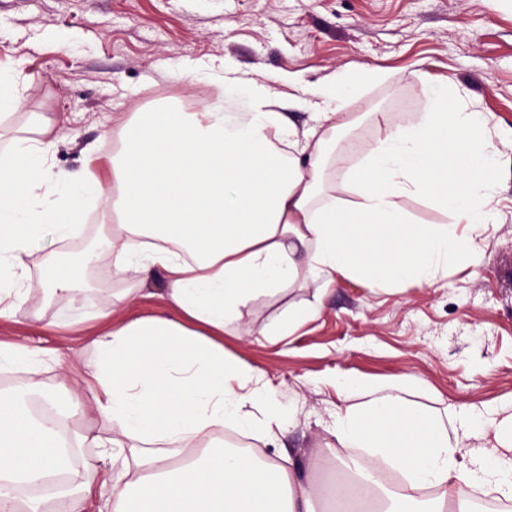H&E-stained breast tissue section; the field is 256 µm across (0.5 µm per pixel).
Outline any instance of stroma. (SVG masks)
Here are the masks:
<instances>
[{
  "label": "stroma",
  "mask_w": 512,
  "mask_h": 512,
  "mask_svg": "<svg viewBox=\"0 0 512 512\" xmlns=\"http://www.w3.org/2000/svg\"><path fill=\"white\" fill-rule=\"evenodd\" d=\"M1 68L25 85L13 125L33 112L54 124L53 172L77 177L89 167L106 184L130 113L157 100L202 107L228 69L293 95L288 115L299 128L310 107L297 85L342 74L355 87L338 109L360 117L362 146L379 134L374 113L410 123L432 82L453 78L467 102L491 114L500 149L478 257L460 258L434 283L386 290L299 280L249 303L242 322L226 328L224 349L265 374L283 410V433L250 438L249 450L300 472L319 458L320 469L307 472L317 490L336 464L357 461L331 434L350 378L388 389L408 382L403 401L437 412L460 447L512 439V0H0ZM82 286L73 299L33 289L15 319L0 320V338L42 351L34 369L0 372V389L55 394L63 380L82 388L92 352L81 331L43 327L71 306L102 311L133 288L136 301L113 322L164 309L160 275L144 282L99 264L86 268ZM312 304L318 315L290 335H266L288 308Z\"/></svg>",
  "instance_id": "35a3bbf8"
}]
</instances>
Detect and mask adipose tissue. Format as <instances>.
I'll list each match as a JSON object with an SVG mask.
<instances>
[{"label":"adipose tissue","instance_id":"obj_1","mask_svg":"<svg viewBox=\"0 0 512 512\" xmlns=\"http://www.w3.org/2000/svg\"><path fill=\"white\" fill-rule=\"evenodd\" d=\"M245 90L248 111L217 99L186 112L160 103L135 112L119 131L112 184L92 172L77 180L53 174L47 155L54 126L32 118L0 150V319L16 316L31 287L76 296L80 269L51 262L30 281L26 260L46 233L73 236L88 200L112 212L100 260L114 269L166 281L168 312L112 323L134 289L113 294L97 323L76 314L50 330L85 328L93 351L84 391L62 406L42 395L48 414L77 415L92 405L109 437L85 431L102 454L87 464L70 512L91 494L112 512H315L314 493L294 471L225 449L224 429L271 437L280 412L261 372L224 354L226 325L253 300L273 297L306 277L332 285L360 278L386 288L396 279L431 282L463 255H476L474 233L486 223L499 149L489 114L458 102L452 80L432 85L426 112L404 126L385 125L375 145L340 183L325 185L324 157L337 135L336 102L353 84L337 78L312 90L314 124L298 130L278 110L275 92L228 74ZM407 196L450 213L452 225L420 224L401 210ZM470 225L455 235L453 224ZM343 390L351 403L333 435L368 453L362 476L377 483L386 463L403 471L412 491L437 489L448 512H468L460 482L494 481L512 498V446L463 455L427 411L379 395L359 380ZM63 437L29 402L0 390V512H50L46 501L19 500L17 486L67 468ZM131 465L117 466L124 448Z\"/></svg>","mask_w":512,"mask_h":512}]
</instances>
